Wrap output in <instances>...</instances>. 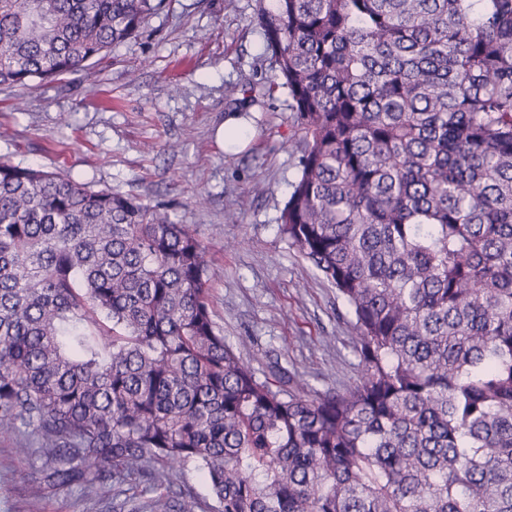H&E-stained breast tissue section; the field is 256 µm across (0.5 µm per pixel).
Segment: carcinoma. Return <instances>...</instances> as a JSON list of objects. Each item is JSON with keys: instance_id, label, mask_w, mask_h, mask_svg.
<instances>
[{"instance_id": "carcinoma-1", "label": "carcinoma", "mask_w": 512, "mask_h": 512, "mask_svg": "<svg viewBox=\"0 0 512 512\" xmlns=\"http://www.w3.org/2000/svg\"><path fill=\"white\" fill-rule=\"evenodd\" d=\"M165 0H0V85L137 38ZM302 137L280 215L339 292L358 383L258 377L200 234L0 160V435L43 484L132 512H512V0H255ZM191 491L201 502L203 511L214 512L216 502L212 499L209 487L203 477L193 470L179 472L170 488V495L178 497L180 492Z\"/></svg>"}]
</instances>
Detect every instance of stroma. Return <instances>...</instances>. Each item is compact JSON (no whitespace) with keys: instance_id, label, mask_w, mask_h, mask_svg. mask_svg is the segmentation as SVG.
<instances>
[{"instance_id":"35a3bbf8","label":"stroma","mask_w":512,"mask_h":512,"mask_svg":"<svg viewBox=\"0 0 512 512\" xmlns=\"http://www.w3.org/2000/svg\"><path fill=\"white\" fill-rule=\"evenodd\" d=\"M274 78L254 0H169L140 38L84 71L34 89L1 86L0 157L167 204L209 247L211 310L226 343L258 374L277 363L311 388L341 391L360 377L351 317L278 233L299 175L287 94L237 118L238 144L218 137L233 118L230 89ZM243 196L250 205L225 223ZM39 477L0 436V512H109L75 488L38 491Z\"/></svg>"}]
</instances>
